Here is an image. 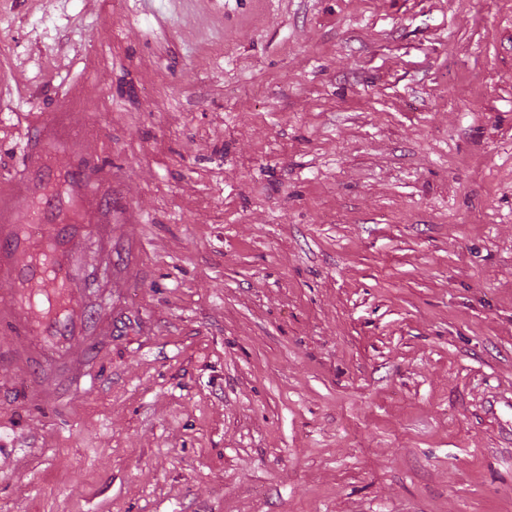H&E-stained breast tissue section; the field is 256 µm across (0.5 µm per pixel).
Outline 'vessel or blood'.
I'll return each instance as SVG.
<instances>
[{"instance_id": "1", "label": "vessel or blood", "mask_w": 512, "mask_h": 512, "mask_svg": "<svg viewBox=\"0 0 512 512\" xmlns=\"http://www.w3.org/2000/svg\"><path fill=\"white\" fill-rule=\"evenodd\" d=\"M37 139L26 147V165L7 192L0 194V328L27 337L30 360L73 346H91L84 319L75 310L80 283L73 259L97 224L93 185L99 173L77 165L66 169L71 185L68 201L45 187L55 173L47 164V148L69 149L79 140L67 113L41 115L34 125Z\"/></svg>"}]
</instances>
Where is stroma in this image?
Returning <instances> with one entry per match:
<instances>
[{"label": "stroma", "instance_id": "1", "mask_svg": "<svg viewBox=\"0 0 512 512\" xmlns=\"http://www.w3.org/2000/svg\"><path fill=\"white\" fill-rule=\"evenodd\" d=\"M64 107L110 331L0 333V512H512V0H0V178Z\"/></svg>", "mask_w": 512, "mask_h": 512}]
</instances>
